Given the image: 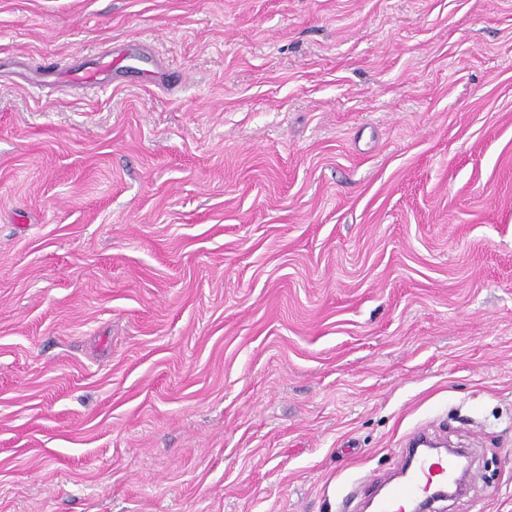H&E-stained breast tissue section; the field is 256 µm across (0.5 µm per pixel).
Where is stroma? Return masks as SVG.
<instances>
[{"label":"stroma","mask_w":512,"mask_h":512,"mask_svg":"<svg viewBox=\"0 0 512 512\" xmlns=\"http://www.w3.org/2000/svg\"><path fill=\"white\" fill-rule=\"evenodd\" d=\"M429 426L512 512V0H0V512H363Z\"/></svg>","instance_id":"obj_1"}]
</instances>
